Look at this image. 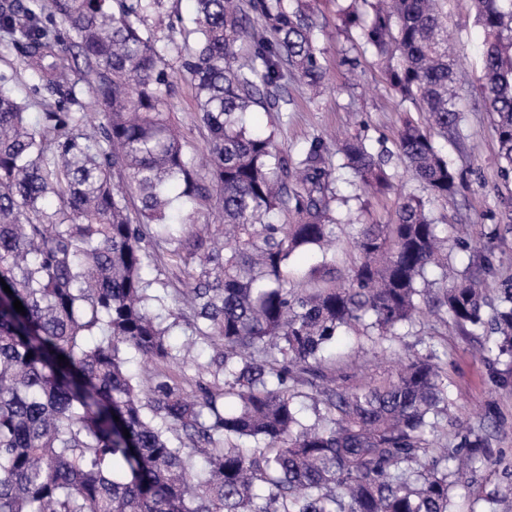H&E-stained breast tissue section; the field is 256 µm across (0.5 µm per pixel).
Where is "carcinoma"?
Instances as JSON below:
<instances>
[{
    "instance_id": "obj_1",
    "label": "carcinoma",
    "mask_w": 512,
    "mask_h": 512,
    "mask_svg": "<svg viewBox=\"0 0 512 512\" xmlns=\"http://www.w3.org/2000/svg\"><path fill=\"white\" fill-rule=\"evenodd\" d=\"M195 2L197 43L180 71L206 131L210 191L164 110V53L178 47L164 0H0L31 91L54 98L34 127L0 76V278L11 289L0 286V512H456L453 490L485 460V437L461 427L440 447L447 349L420 337L403 354L398 330L425 312L467 332L489 324L497 337L482 350L512 354V286L485 319L487 268L448 275V225L428 208L461 184L435 143L464 131L440 0L342 10L385 63L387 88L424 113L405 118L397 147L428 197L400 195L385 223L357 225L360 265L311 288L286 268L306 248L320 254L312 274L333 269L334 203L347 202L336 170L380 195L394 175L357 136L335 165L321 138L293 155L245 125L255 106L288 104V78L323 85L312 0ZM470 2L485 35L479 94L512 172V0ZM203 198L233 246H187L193 233L172 211ZM288 213L295 223L273 221ZM167 265L193 269L187 287L150 276ZM173 303L191 314L167 324ZM183 324L211 355L180 381L168 336ZM350 330L400 366L355 381L350 356L326 354ZM138 355L155 362L147 376L130 367Z\"/></svg>"
}]
</instances>
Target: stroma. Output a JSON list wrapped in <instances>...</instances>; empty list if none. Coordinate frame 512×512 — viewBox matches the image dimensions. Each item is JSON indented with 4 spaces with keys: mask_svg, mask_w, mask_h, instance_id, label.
Segmentation results:
<instances>
[{
    "mask_svg": "<svg viewBox=\"0 0 512 512\" xmlns=\"http://www.w3.org/2000/svg\"><path fill=\"white\" fill-rule=\"evenodd\" d=\"M348 0H322L316 20L321 28L318 47L327 71L326 84L317 92L299 81L289 84L291 103L284 112L255 108L248 120L274 136L279 149L289 151L314 137L358 136L374 149L395 147L397 130L405 116H417V108L389 93L384 67L362 48L356 32L345 31L340 18ZM444 21L451 51L467 72L459 92L466 116V131L458 142L439 141L438 147L450 166L463 172L466 184L448 204L431 207L441 224L465 225V244L448 241V261L462 270L481 258H488L492 271L485 279L486 302L498 304V290L512 280V223L501 218L499 201L512 196V173L498 160L493 117L478 95L481 50L484 33L476 24L469 0H444ZM0 75L12 77L19 98L25 99L31 121L47 111L49 101L33 95L23 80L20 57L0 40ZM169 117L183 133L186 148L196 153L205 148V130L196 110L195 93L189 80L178 76L169 98ZM389 168L398 191L422 195L400 155L391 157ZM347 203L338 205L340 217L367 224L384 222L393 198H376L362 190L343 186ZM406 343L420 336L441 337L448 351V419L461 421L486 436L491 462L478 465L465 485L455 491L458 512H512V358L480 355L482 335L463 332L455 323L416 321L402 329Z\"/></svg>",
    "mask_w": 512,
    "mask_h": 512,
    "instance_id": "35a3bbf8",
    "label": "stroma"
}]
</instances>
